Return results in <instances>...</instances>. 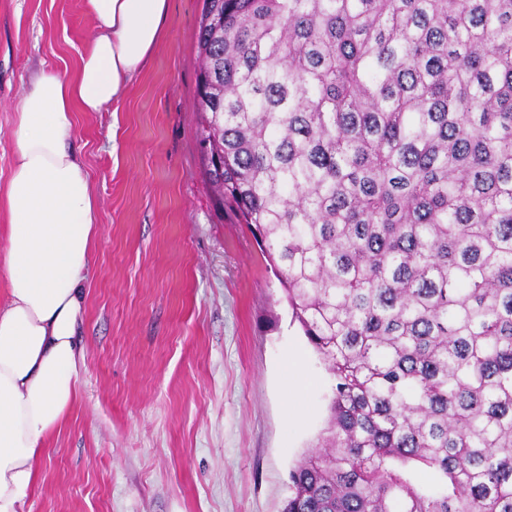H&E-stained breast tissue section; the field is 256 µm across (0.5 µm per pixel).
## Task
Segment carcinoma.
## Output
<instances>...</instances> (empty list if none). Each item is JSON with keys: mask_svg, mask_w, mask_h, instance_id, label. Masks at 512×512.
<instances>
[{"mask_svg": "<svg viewBox=\"0 0 512 512\" xmlns=\"http://www.w3.org/2000/svg\"><path fill=\"white\" fill-rule=\"evenodd\" d=\"M198 143L334 379L282 512H512V0H204Z\"/></svg>", "mask_w": 512, "mask_h": 512, "instance_id": "carcinoma-1", "label": "carcinoma"}]
</instances>
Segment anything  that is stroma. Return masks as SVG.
<instances>
[{"mask_svg": "<svg viewBox=\"0 0 512 512\" xmlns=\"http://www.w3.org/2000/svg\"><path fill=\"white\" fill-rule=\"evenodd\" d=\"M202 6L171 0L114 110L76 117L99 205L82 385L22 512H281L325 427L333 381L204 174ZM94 31L83 0H0V187L22 91L48 69L74 74Z\"/></svg>", "mask_w": 512, "mask_h": 512, "instance_id": "obj_1", "label": "stroma"}]
</instances>
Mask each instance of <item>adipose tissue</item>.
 <instances>
[{
    "instance_id": "1",
    "label": "adipose tissue",
    "mask_w": 512,
    "mask_h": 512,
    "mask_svg": "<svg viewBox=\"0 0 512 512\" xmlns=\"http://www.w3.org/2000/svg\"><path fill=\"white\" fill-rule=\"evenodd\" d=\"M95 33L72 75L42 73L14 120L0 192L8 249L0 256V512H21L48 438L76 401L98 204L72 147L75 115L125 93L162 37L169 0H84Z\"/></svg>"
}]
</instances>
